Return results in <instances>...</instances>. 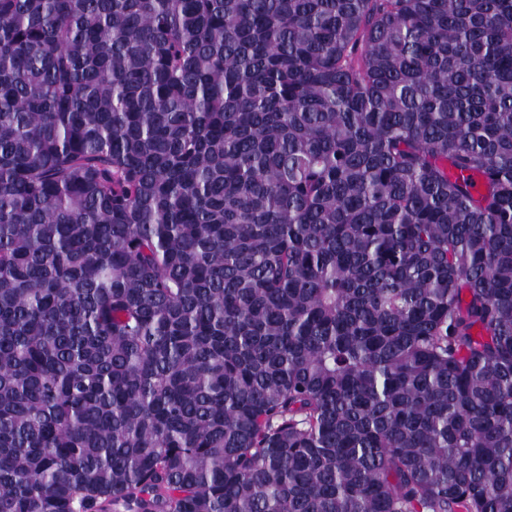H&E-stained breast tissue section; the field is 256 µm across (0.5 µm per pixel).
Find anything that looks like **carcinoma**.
<instances>
[{
	"label": "carcinoma",
	"instance_id": "obj_1",
	"mask_svg": "<svg viewBox=\"0 0 512 512\" xmlns=\"http://www.w3.org/2000/svg\"><path fill=\"white\" fill-rule=\"evenodd\" d=\"M0 512H512V0H0Z\"/></svg>",
	"mask_w": 512,
	"mask_h": 512
}]
</instances>
